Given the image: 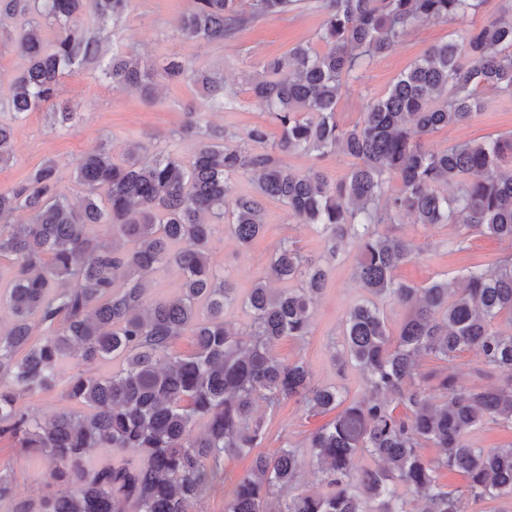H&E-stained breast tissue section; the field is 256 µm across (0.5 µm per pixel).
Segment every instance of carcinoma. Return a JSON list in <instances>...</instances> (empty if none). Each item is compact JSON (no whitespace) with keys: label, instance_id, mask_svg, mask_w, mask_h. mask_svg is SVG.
<instances>
[{"label":"carcinoma","instance_id":"cac0c4a2","mask_svg":"<svg viewBox=\"0 0 512 512\" xmlns=\"http://www.w3.org/2000/svg\"><path fill=\"white\" fill-rule=\"evenodd\" d=\"M130 2L0 0V23L14 21L9 38L25 61L0 110L20 119L46 106L53 128L68 129L77 112L56 105L59 81L92 64L102 65L112 85L152 95L153 73L137 57L116 52L101 63L99 33L119 25ZM298 2L249 0L245 9L241 0H191L181 34L189 42H222L245 23L285 15ZM486 2L317 0L324 13L320 46L301 43L287 60H270L245 76L247 92L280 127L272 150L254 151L268 141L261 126L234 137L191 119L181 131L197 140L188 164L164 150L147 159L137 141L127 144L120 164L104 148L85 155L74 167L83 194L77 206L61 191L53 161L0 189V257L17 267L0 293L14 316L13 326L0 330V438L44 457L63 485L15 512H194L224 461L235 457L251 458V466L224 512H410L408 493L423 501L420 512H469L471 502L512 500V443L485 449L469 441L486 425L512 429V255L472 266L460 287L446 278L417 287L397 279L396 270L418 249L380 231L409 215L426 227L463 225L466 232L448 242L454 251L468 248L472 230L512 247V135L434 151L423 145L485 108L480 91L512 100V0L489 15L482 12ZM86 15L95 27L84 24ZM478 15L465 37L433 45L383 97L367 101L355 126L337 124L342 89L361 82L409 28ZM50 26L52 41L45 38ZM165 73L200 85L212 108L236 109L237 92L222 73L177 57ZM232 137L238 143L229 146ZM11 142L12 128L0 124V164L13 158ZM295 152L318 160L343 156L351 164L331 184L319 169L284 166L280 155ZM246 170L256 174V194L229 197L228 179ZM266 199L316 229L328 261L345 240L357 242L353 280L367 298L346 314L337 360L366 374L368 398L349 401L341 387H317L304 362L272 354L281 339L310 334L325 265L284 244L241 299L224 269L210 262L216 234L227 229L247 246L261 233ZM17 211L26 219L9 222ZM90 224L104 225L105 236H89ZM158 264L181 271L180 294L148 301L138 275ZM119 277L127 287L117 290ZM295 281L297 288L273 287ZM239 300L250 321L236 330L224 322V308ZM385 301L407 310L395 336L380 307ZM34 314L43 326L35 344ZM187 331L194 351L173 353ZM463 350L475 354L477 371L504 379L467 387L454 373L419 371L422 357L450 363ZM109 356L125 365L105 376L87 374ZM68 362L77 372L65 377ZM56 389L90 412L62 410L42 424L25 399ZM291 400L313 414L341 411L304 446L256 451L266 437L254 416L257 403L276 413ZM200 419L207 429L195 435ZM427 445L439 457L425 458ZM93 448L136 450L140 460L91 467ZM360 454L378 467L358 470ZM305 456L322 473L321 489L296 493ZM443 469L463 473L465 489L443 485Z\"/></svg>","mask_w":512,"mask_h":512}]
</instances>
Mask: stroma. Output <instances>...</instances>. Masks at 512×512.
Masks as SVG:
<instances>
[{
    "label": "stroma",
    "mask_w": 512,
    "mask_h": 512,
    "mask_svg": "<svg viewBox=\"0 0 512 512\" xmlns=\"http://www.w3.org/2000/svg\"><path fill=\"white\" fill-rule=\"evenodd\" d=\"M188 6L189 0H131L123 22L103 33L108 51L139 55L143 64L155 73L158 88L153 98L145 99L112 86L103 79L100 68L87 67L60 80V100L68 102L78 113L71 129H52L51 114L44 109L27 113L21 119L1 111L0 124L14 129V158L0 165V188L18 185L34 169L53 161L60 170L61 189L71 198H78L73 160L103 146L110 149L114 159H122L127 142L133 139L150 149H162L190 161L196 142L180 137L179 132L193 115L201 124L222 126L236 133L260 124L270 140H277L279 127L263 106L241 91V76L261 70L267 61L286 57L297 44L314 39L322 25V11L313 0H302L288 14L253 20L224 43L207 44L183 39L178 21ZM470 26V19L465 18L412 28L402 42L368 68L361 84L342 89L336 104L337 122L346 128L353 127L360 121L367 100L383 96L396 76L431 46L451 37H464ZM175 55L191 61L196 68L222 71L227 84L240 90L236 110L213 111L200 86L185 79L165 78L163 67ZM484 99L485 109L472 121L432 134L425 139V148L439 150L453 142L512 134V101L491 91L485 93ZM263 217L264 232L249 246H241L228 233L217 234L211 245L212 264L224 269L241 296L247 295L255 281L265 276L282 244L293 245L314 259L323 254L320 238L299 224L282 203L264 202ZM460 230L457 224L426 228L416 224L413 217L402 216L399 223L390 226V234L414 242L420 251L398 268V279L422 286L443 274L461 277L471 263L491 264L505 256V244L476 231L470 236L468 250L449 251V241ZM358 255L356 243L349 240L342 243L335 260L328 265L327 284L314 305L310 335L301 341L282 339L275 347L278 358L303 361L314 385L344 387L355 399L366 394V377L354 367H340L334 358V346L342 339L346 311L364 295L352 280ZM257 414L263 417L267 429L262 445L266 453L287 442H303L329 420L325 414L309 415L293 402L276 414H267L262 408ZM1 468L11 474L13 492L8 499L0 501V512H14L17 503L54 495L59 489L43 457L7 439L0 440Z\"/></svg>",
    "instance_id": "obj_1"
}]
</instances>
